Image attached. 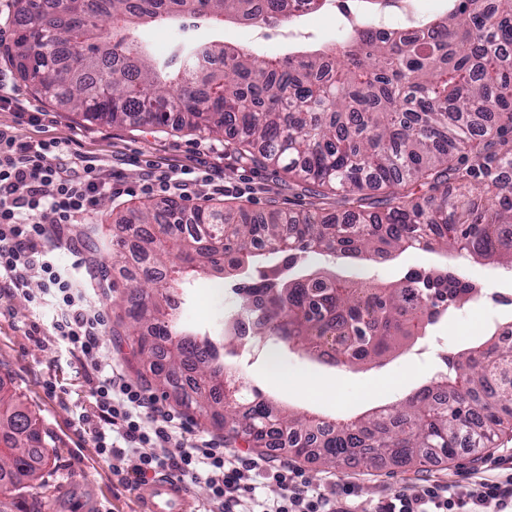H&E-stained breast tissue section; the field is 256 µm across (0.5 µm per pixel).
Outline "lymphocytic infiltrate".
<instances>
[{
	"mask_svg": "<svg viewBox=\"0 0 512 512\" xmlns=\"http://www.w3.org/2000/svg\"><path fill=\"white\" fill-rule=\"evenodd\" d=\"M72 144L69 138L39 140L0 125V284L23 292L38 282L54 309L50 334L65 344L85 377L96 379L93 412L78 420L91 425L97 456L111 463L127 489L163 474L205 485L204 512H357L354 490L312 487L280 449L256 455L227 449L214 438L185 444L179 415L129 381L119 365L102 364L105 323L89 307L104 299L93 286L100 270L79 255L70 267L58 266L53 239L65 228L92 223L101 197L118 199L127 190L111 166H71ZM51 154L59 156L57 165H47ZM142 191L206 201L223 194L224 179L216 170L199 176L191 166L172 164ZM272 485L278 489L273 496L266 492ZM371 512H512V471L464 484L426 478L379 497Z\"/></svg>",
	"mask_w": 512,
	"mask_h": 512,
	"instance_id": "f902f5d3",
	"label": "lymphocytic infiltrate"
}]
</instances>
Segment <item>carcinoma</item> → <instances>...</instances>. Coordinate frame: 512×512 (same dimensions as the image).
Here are the masks:
<instances>
[{
    "mask_svg": "<svg viewBox=\"0 0 512 512\" xmlns=\"http://www.w3.org/2000/svg\"><path fill=\"white\" fill-rule=\"evenodd\" d=\"M16 0L9 55L20 78L90 121L173 126L224 135L238 130L239 160L283 170L352 208L256 217L244 208L170 204L118 213L112 269L127 272L115 297L156 386L213 427L252 448L275 437L292 457L312 452L334 465L402 467L436 454L452 460L461 442L489 448L512 432V345L504 330L449 361L450 371L398 406L353 421L294 413L246 397L226 371L209 330L185 318L188 290L245 259L293 252L351 253L386 260L409 248L468 253L512 267V0H448L417 29L378 31L357 20L335 42L259 59L243 47L182 43L156 56L144 33L200 17L277 24L297 17L295 0ZM424 192L414 196L413 186ZM381 209L366 211L377 191ZM271 266L238 288L236 311L218 335L230 341L278 336L308 351L336 337V363L357 368L397 351L448 309L482 295L440 266L380 286L336 276L292 277ZM0 512L42 478L47 431L21 396L0 383Z\"/></svg>",
    "mask_w": 512,
    "mask_h": 512,
    "instance_id": "carcinoma-1",
    "label": "carcinoma"
}]
</instances>
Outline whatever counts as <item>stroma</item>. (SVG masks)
Returning a JSON list of instances; mask_svg holds the SVG:
<instances>
[{
  "label": "stroma",
  "instance_id": "1",
  "mask_svg": "<svg viewBox=\"0 0 512 512\" xmlns=\"http://www.w3.org/2000/svg\"><path fill=\"white\" fill-rule=\"evenodd\" d=\"M196 38L239 44L260 55L283 53L289 43L288 35H280L271 43L252 26L231 23L217 30L202 24ZM0 76L11 89L18 107L39 108L46 113L42 125H22L24 134L45 139L76 137L83 157L108 161L112 156H121L122 161L115 169L133 193L117 201L107 195L100 199L94 217L99 238L111 239L113 212L150 203V196L141 193L138 185L148 162L159 158L184 164L190 157L201 154L207 162L219 164L224 172L223 203L227 206H241L257 215L272 209L296 212L310 207L312 197L302 185L290 181L281 170L241 163L227 139L151 125L113 127L91 123L36 93L22 81L14 66L1 59ZM440 265L454 268L482 288L494 290L495 300L483 297L450 310L428 336L407 342L395 353L358 369L330 366L286 346L249 339L225 345L224 362L228 368L239 371L243 380L262 397L294 412L349 419L373 407L396 406L408 394L445 372L447 358L483 342L503 316H512V270L465 255L444 256L416 249L382 263L360 264L337 256L306 253L300 255L295 267L299 273L328 270L343 278L360 277L389 284L403 281L412 271L426 272ZM247 281V276L239 275L199 282L194 290L189 322L204 328L214 326L235 310V290ZM38 292L39 285L35 282L24 294L0 288V383L21 394L52 433L38 497H31L25 491L17 494L9 512H31L37 498L43 502L42 512H136L141 489L127 490L119 486L116 476L97 457L89 431L78 423L79 414L91 408L95 382L84 378L80 365L71 361L61 344L48 334L47 322L52 309L35 301ZM274 364L279 367V376L273 384L268 380V372ZM302 374L324 383H335V395L301 393L295 379ZM304 468L313 486L323 487L332 482L340 492L355 486L361 512H369L378 497L394 495L406 483L428 476L454 481L460 472L459 466L453 463L441 469L429 462L403 468L366 469L351 460L334 468L314 460L305 463Z\"/></svg>",
  "mask_w": 512,
  "mask_h": 512
}]
</instances>
